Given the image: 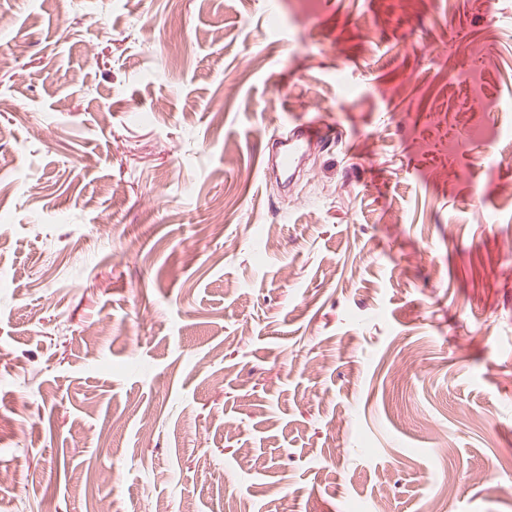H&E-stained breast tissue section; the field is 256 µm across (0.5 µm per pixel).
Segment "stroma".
I'll use <instances>...</instances> for the list:
<instances>
[{
    "instance_id": "obj_1",
    "label": "stroma",
    "mask_w": 512,
    "mask_h": 512,
    "mask_svg": "<svg viewBox=\"0 0 512 512\" xmlns=\"http://www.w3.org/2000/svg\"><path fill=\"white\" fill-rule=\"evenodd\" d=\"M0 14V512H512V0ZM473 51L475 54L481 56L483 66L479 69H471L462 72L460 78L472 92L477 93L479 89L482 88L484 71L491 69L495 61L493 55L488 50L484 51L482 47L476 46L473 48ZM327 129L325 120L308 118L302 112L288 123V135L279 136L281 177L289 188L294 184L295 173L307 158L311 146L324 138Z\"/></svg>"
}]
</instances>
